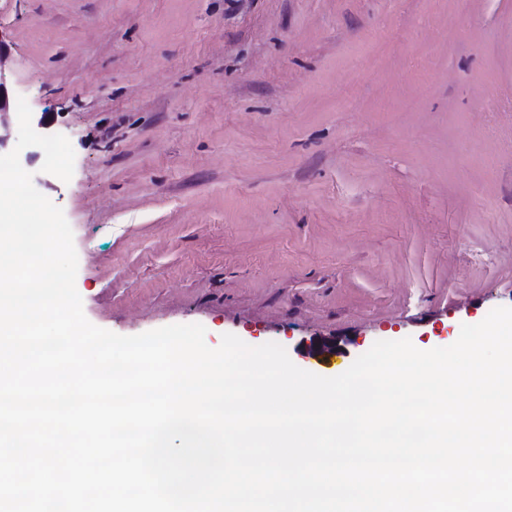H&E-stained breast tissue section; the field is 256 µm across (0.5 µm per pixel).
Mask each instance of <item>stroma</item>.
Segmentation results:
<instances>
[{
	"label": "stroma",
	"instance_id": "obj_1",
	"mask_svg": "<svg viewBox=\"0 0 512 512\" xmlns=\"http://www.w3.org/2000/svg\"><path fill=\"white\" fill-rule=\"evenodd\" d=\"M0 35L75 152L27 169L94 325L326 377L512 307V0H0Z\"/></svg>",
	"mask_w": 512,
	"mask_h": 512
}]
</instances>
